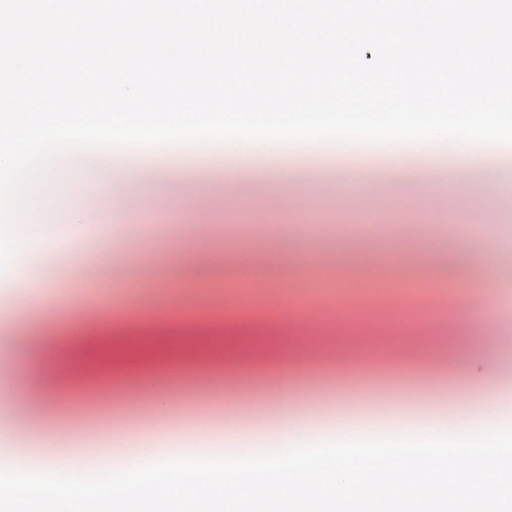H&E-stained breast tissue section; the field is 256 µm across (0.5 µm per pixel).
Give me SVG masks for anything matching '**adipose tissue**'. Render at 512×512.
Wrapping results in <instances>:
<instances>
[{
	"label": "adipose tissue",
	"instance_id": "1",
	"mask_svg": "<svg viewBox=\"0 0 512 512\" xmlns=\"http://www.w3.org/2000/svg\"><path fill=\"white\" fill-rule=\"evenodd\" d=\"M273 364L284 395L275 421L247 428L256 447L184 448L174 435L167 448L98 471L89 467L102 454L96 446L63 445L48 455L35 445L27 453L36 467L0 473V502L19 501L31 512H144L154 499L183 500L187 512H215L226 501L260 512H334L344 500L360 512H403L408 501L420 512L426 502L439 508L451 489L462 502L512 498V482L498 476L512 436L495 419L462 418L448 431L394 410L375 434L359 436L337 416L297 418L288 397L295 350L287 341L276 346ZM436 458L446 463L441 485L424 469Z\"/></svg>",
	"mask_w": 512,
	"mask_h": 512
}]
</instances>
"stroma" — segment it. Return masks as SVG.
<instances>
[{
    "label": "stroma",
    "instance_id": "1",
    "mask_svg": "<svg viewBox=\"0 0 512 512\" xmlns=\"http://www.w3.org/2000/svg\"><path fill=\"white\" fill-rule=\"evenodd\" d=\"M116 164L129 176L122 193L104 204V188L64 177L56 192L55 219L62 236L105 254L92 280L63 268L56 281L58 306L46 292H0V383L29 369L19 336L40 332L62 317L86 339L111 341L114 357L102 375L79 374V346L63 348L48 334L50 356L65 358L69 384L51 390L62 414L41 418L19 412V400L0 398V423L10 442L48 445L58 433L96 437L119 448L144 426L181 431L185 442L206 437L220 448H250L243 431L276 418L271 357L276 337L256 323L291 318L297 346L295 392L299 417L342 412L350 429H378L389 407L411 419L454 425L461 400L478 386L468 372L473 357L494 366L500 395L492 407L512 424V331L485 319L488 309L512 313V188L460 205L450 224L413 222L431 187L445 205L458 183L480 170L512 171V153L493 155L475 146L457 157L451 145L397 156L358 145L341 157L272 147L256 154L227 150L211 162L198 144L177 158L187 177L178 195L150 194L144 173L148 151ZM407 174L396 187L394 171ZM358 172L355 206L340 190L339 173ZM287 192L269 198L268 176ZM93 214L96 224H69L68 213ZM112 227L102 237L97 227ZM322 255L312 272L281 275L284 245ZM427 253L428 261L401 264V253ZM443 294L460 322L451 332L415 336V321L431 318L423 291ZM154 371V392L165 393L169 413L152 415L150 397H136L133 380Z\"/></svg>",
    "mask_w": 512,
    "mask_h": 512
}]
</instances>
